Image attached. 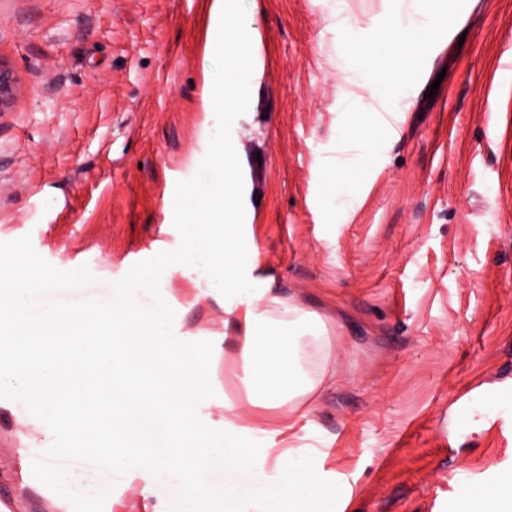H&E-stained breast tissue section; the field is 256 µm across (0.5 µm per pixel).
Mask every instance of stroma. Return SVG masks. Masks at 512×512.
<instances>
[{"instance_id": "1", "label": "stroma", "mask_w": 512, "mask_h": 512, "mask_svg": "<svg viewBox=\"0 0 512 512\" xmlns=\"http://www.w3.org/2000/svg\"><path fill=\"white\" fill-rule=\"evenodd\" d=\"M212 0H0V63L18 79L0 112V265L34 256L51 280L123 283L152 269L166 193L193 177ZM261 65L236 135L242 207L276 288L336 333V383L293 447L334 481L344 512H461L463 487L512 479V0H448L391 128L364 127L351 215L325 220L319 162L345 148L358 97L332 0H245ZM438 91H431V84ZM64 250L72 269L50 255ZM182 331L224 314L167 286ZM27 450L0 432V493L19 512H65L28 488ZM132 474L90 512H165Z\"/></svg>"}]
</instances>
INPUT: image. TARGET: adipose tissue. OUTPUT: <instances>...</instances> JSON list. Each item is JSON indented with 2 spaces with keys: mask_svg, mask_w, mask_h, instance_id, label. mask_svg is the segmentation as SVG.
I'll list each match as a JSON object with an SVG mask.
<instances>
[{
  "mask_svg": "<svg viewBox=\"0 0 512 512\" xmlns=\"http://www.w3.org/2000/svg\"><path fill=\"white\" fill-rule=\"evenodd\" d=\"M240 0H214L212 17L231 21L206 51L205 103L216 123L178 221L190 235L178 253L161 251L152 276L132 272L112 301L53 314L38 301L45 277L8 279L6 340L12 384L24 404H41L49 434L71 432L66 452L97 455L116 473L149 474L146 494L172 496L177 512H329L331 484L311 473L296 428L335 384L334 338L317 313L273 288L251 225L226 203L238 200L241 150L233 131L252 104L256 31ZM386 12L357 57L345 63L356 85L382 103L403 95L402 77L419 60L424 37L447 13L444 0H385ZM203 289L224 312L220 333L182 334L165 281ZM224 414L216 424L212 408ZM111 423H103V416ZM274 467L276 479L266 475ZM41 480L88 512L108 496L99 475L48 464Z\"/></svg>",
  "mask_w": 512,
  "mask_h": 512,
  "instance_id": "obj_1",
  "label": "adipose tissue"
}]
</instances>
